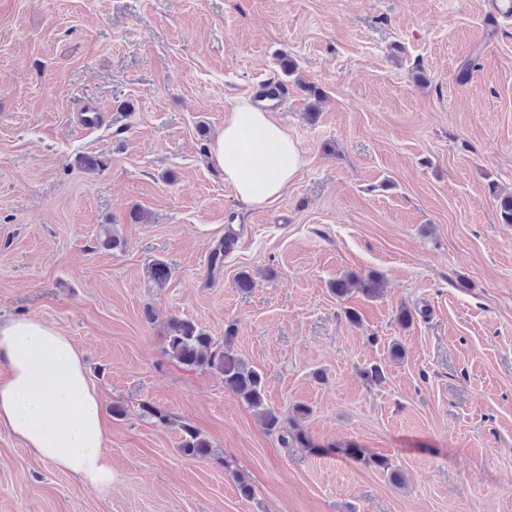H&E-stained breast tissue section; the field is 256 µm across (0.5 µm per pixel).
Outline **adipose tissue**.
<instances>
[{
	"mask_svg": "<svg viewBox=\"0 0 512 512\" xmlns=\"http://www.w3.org/2000/svg\"><path fill=\"white\" fill-rule=\"evenodd\" d=\"M208 157L251 207L277 201L303 165L287 128L245 96L227 108ZM104 417L71 337L30 316L0 321V430L82 485L99 488L112 481Z\"/></svg>",
	"mask_w": 512,
	"mask_h": 512,
	"instance_id": "ef3b65f1",
	"label": "adipose tissue"
}]
</instances>
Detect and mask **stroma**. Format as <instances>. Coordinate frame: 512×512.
<instances>
[{"instance_id": "35a3bbf8", "label": "stroma", "mask_w": 512, "mask_h": 512, "mask_svg": "<svg viewBox=\"0 0 512 512\" xmlns=\"http://www.w3.org/2000/svg\"><path fill=\"white\" fill-rule=\"evenodd\" d=\"M269 81L288 86L276 114L304 165L251 208L206 149ZM83 109L101 121L78 127ZM508 194L512 19L492 0H0V318L70 336L125 409L107 418L102 488L0 432V512H512ZM104 224L124 250L100 246ZM155 258L172 276L150 289ZM371 271L380 298L330 290ZM172 317L217 342L234 327L268 404L308 407L313 449L282 447L221 374L170 359ZM376 364L379 385L362 375ZM183 422L209 457L180 453Z\"/></svg>"}]
</instances>
